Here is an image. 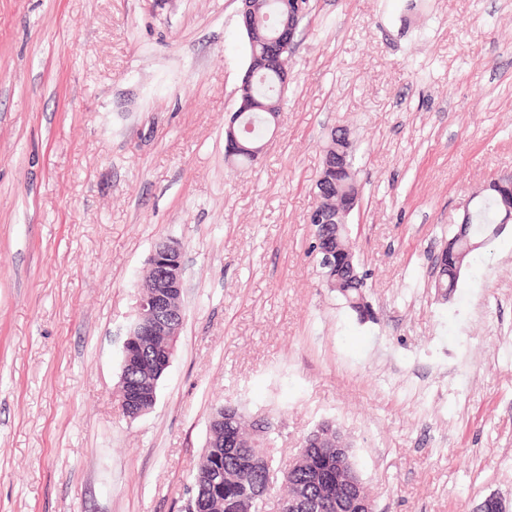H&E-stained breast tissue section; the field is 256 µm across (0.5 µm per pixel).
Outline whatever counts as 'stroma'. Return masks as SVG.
Returning a JSON list of instances; mask_svg holds the SVG:
<instances>
[{
  "mask_svg": "<svg viewBox=\"0 0 512 512\" xmlns=\"http://www.w3.org/2000/svg\"><path fill=\"white\" fill-rule=\"evenodd\" d=\"M241 0H0V512H185L214 407L334 420L375 512H512V223L449 298L434 262L512 175V0H311L251 165L224 128ZM343 127L373 318L328 288L307 222ZM184 323L152 410L116 386L153 246Z\"/></svg>",
  "mask_w": 512,
  "mask_h": 512,
  "instance_id": "35a3bbf8",
  "label": "stroma"
}]
</instances>
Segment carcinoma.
Returning <instances> with one entry per match:
<instances>
[{
	"mask_svg": "<svg viewBox=\"0 0 512 512\" xmlns=\"http://www.w3.org/2000/svg\"><path fill=\"white\" fill-rule=\"evenodd\" d=\"M253 30H244L248 47L247 71L254 73L252 110L244 113L236 125L241 128L242 148L231 157L239 165L254 162V150L264 145V139L276 125L282 108V74L285 73L283 59L268 58L267 39L288 20V0H254ZM335 183L333 194L323 200V205L334 209L344 200H356L359 188L354 167L336 163L330 173ZM502 223V212L496 197L488 193L471 211V221L463 238H454L456 251L468 260L475 250V238L485 225ZM459 274L450 266L440 271L435 288L443 298H448L458 287ZM366 274L358 278L342 277L341 295L350 308L364 317L370 311L366 301ZM167 347L158 341L143 350L122 359L121 376L137 378L148 390L158 387V374L151 367V357L157 356ZM216 420L210 423L209 433L203 449L202 461L193 476L191 497L199 500L204 512H263V497L272 492L269 486L273 469L271 434L269 425L261 433L255 432V422L245 423L239 408L232 404L224 409H215ZM336 428L330 420L317 424L304 438L303 445L309 448L312 463L288 471L285 479L286 492L278 501L280 512H335L323 506L326 494L350 491L344 472L336 456L325 454L317 446L320 433Z\"/></svg>",
	"mask_w": 512,
	"mask_h": 512,
	"instance_id": "obj_1",
	"label": "carcinoma"
}]
</instances>
